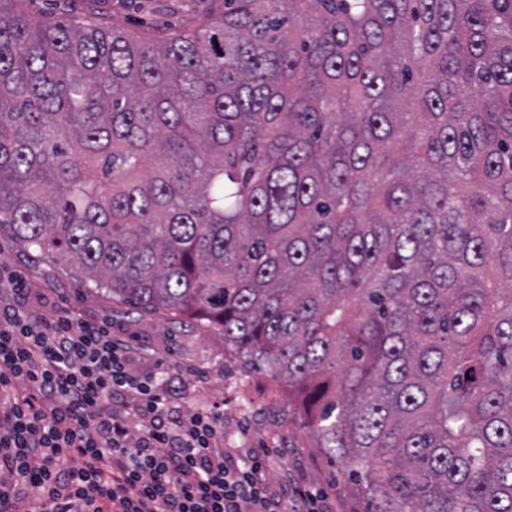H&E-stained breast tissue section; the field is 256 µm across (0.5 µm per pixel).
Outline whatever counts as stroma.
<instances>
[{
    "label": "stroma",
    "instance_id": "1",
    "mask_svg": "<svg viewBox=\"0 0 512 512\" xmlns=\"http://www.w3.org/2000/svg\"><path fill=\"white\" fill-rule=\"evenodd\" d=\"M27 7L50 22L79 16L157 39L195 28L204 15L223 9L224 0H27ZM0 271L19 276L32 297L46 298L44 313L73 310L84 321L110 325L113 335L151 354V361L137 362L141 373L154 372L158 361L175 371L180 385L172 401L186 409L203 405L223 414L227 447L241 458L261 454L271 485H278L286 473L323 497L330 512H367L342 464L330 460L289 412L287 391L277 389L264 371L244 372L238 359L225 353L223 338L203 323L112 298L3 230Z\"/></svg>",
    "mask_w": 512,
    "mask_h": 512
}]
</instances>
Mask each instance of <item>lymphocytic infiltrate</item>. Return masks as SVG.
I'll return each instance as SVG.
<instances>
[{
	"label": "lymphocytic infiltrate",
	"mask_w": 512,
	"mask_h": 512,
	"mask_svg": "<svg viewBox=\"0 0 512 512\" xmlns=\"http://www.w3.org/2000/svg\"><path fill=\"white\" fill-rule=\"evenodd\" d=\"M134 359L107 327L0 286V512H323L290 478L270 492L218 412L170 406V375Z\"/></svg>",
	"instance_id": "f902f5d3"
}]
</instances>
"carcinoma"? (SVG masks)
I'll use <instances>...</instances> for the list:
<instances>
[{"label": "carcinoma", "mask_w": 512, "mask_h": 512, "mask_svg": "<svg viewBox=\"0 0 512 512\" xmlns=\"http://www.w3.org/2000/svg\"><path fill=\"white\" fill-rule=\"evenodd\" d=\"M0 0V228L205 320L368 512H512V0ZM29 11L49 22L74 16L136 31L143 39L167 37L195 28L209 13L224 9V0H26Z\"/></svg>", "instance_id": "1"}]
</instances>
